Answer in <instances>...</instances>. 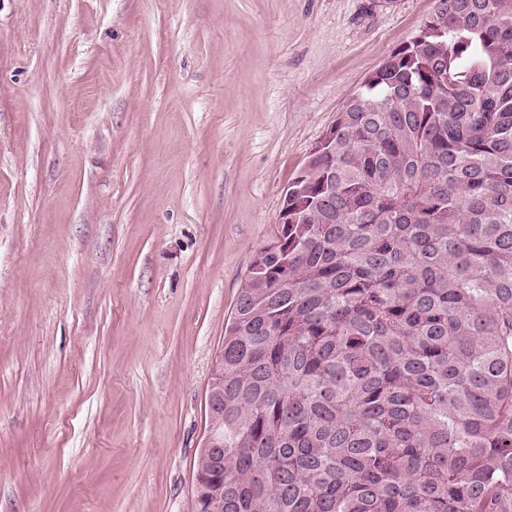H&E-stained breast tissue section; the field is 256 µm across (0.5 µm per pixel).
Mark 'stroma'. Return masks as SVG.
I'll return each instance as SVG.
<instances>
[{
  "mask_svg": "<svg viewBox=\"0 0 512 512\" xmlns=\"http://www.w3.org/2000/svg\"><path fill=\"white\" fill-rule=\"evenodd\" d=\"M437 0H0V512H193L253 253Z\"/></svg>",
  "mask_w": 512,
  "mask_h": 512,
  "instance_id": "obj_1",
  "label": "stroma"
}]
</instances>
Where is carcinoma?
Listing matches in <instances>:
<instances>
[{
    "mask_svg": "<svg viewBox=\"0 0 512 512\" xmlns=\"http://www.w3.org/2000/svg\"><path fill=\"white\" fill-rule=\"evenodd\" d=\"M222 351L215 512H512V0L347 95Z\"/></svg>",
    "mask_w": 512,
    "mask_h": 512,
    "instance_id": "carcinoma-1",
    "label": "carcinoma"
}]
</instances>
